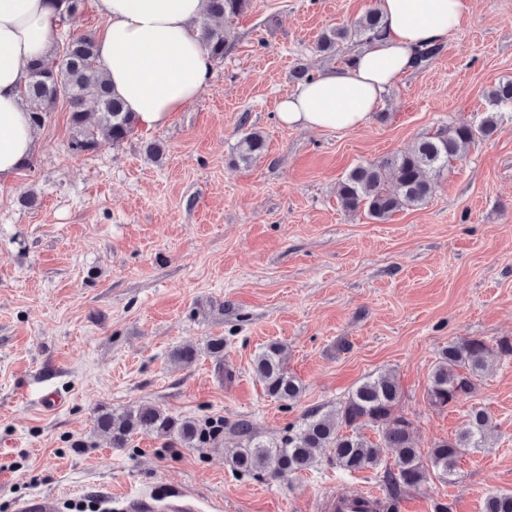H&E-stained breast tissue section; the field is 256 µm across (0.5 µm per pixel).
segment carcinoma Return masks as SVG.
Returning <instances> with one entry per match:
<instances>
[{"label": "carcinoma", "instance_id": "cac0c4a2", "mask_svg": "<svg viewBox=\"0 0 512 512\" xmlns=\"http://www.w3.org/2000/svg\"><path fill=\"white\" fill-rule=\"evenodd\" d=\"M205 2L206 8L195 20L194 29L211 61L219 62L224 60L228 37L211 20H232L249 9L251 0ZM384 28L379 12L370 9L351 25L324 33L318 50L332 57L347 39L357 37L370 43ZM27 71L21 96L33 123H40L43 113L50 111L59 99L68 101L73 129L68 148L72 152L96 150L99 129L106 130L114 144L133 133L135 120L102 73L93 34H78L66 42L63 52L30 60ZM88 98L97 104L93 122L83 108ZM488 98L495 111L488 113L478 126L440 129L422 138L409 152L391 154L350 170L338 186L344 208L349 212L364 210L373 219L384 221L397 211L423 204L432 194L435 178L448 168V163L461 158L470 145L494 134L496 110L512 106V82L496 85ZM265 147L262 135L249 132L237 143L238 159L247 164L263 153ZM503 359H512V338L503 337L492 345L476 336L448 342L432 369L430 403L446 408L459 402L494 363ZM254 371L268 397L288 403L300 398L303 385L288 370L283 345L271 342L262 347L255 355ZM399 399L400 388L395 379L379 375L359 383L336 408L307 411L301 422L289 426L288 433L276 442L262 440L249 421H235L229 430L246 442L237 452L235 464L243 472L274 477L286 471H306L314 466L319 455L328 451L336 467L355 473L378 468L383 449L389 448L395 453L394 470H384L386 494L375 502L372 512H398L402 497L417 490L429 474L444 483L455 481L458 460L487 447L484 428L489 419L484 409L470 407L465 426L455 437L436 442L425 462L412 441L413 422L396 413ZM379 425L385 429L375 441L362 433L366 427ZM95 427L110 439L114 448L125 447L139 433L165 437L191 448L200 442L202 435L194 421L173 417L146 404L121 411L105 408L97 412ZM483 512H512V491L488 495Z\"/></svg>", "mask_w": 512, "mask_h": 512}]
</instances>
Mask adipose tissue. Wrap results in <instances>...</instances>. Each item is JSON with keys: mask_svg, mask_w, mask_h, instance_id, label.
Listing matches in <instances>:
<instances>
[{"mask_svg": "<svg viewBox=\"0 0 512 512\" xmlns=\"http://www.w3.org/2000/svg\"><path fill=\"white\" fill-rule=\"evenodd\" d=\"M105 22L98 58L138 125H165L210 85L212 61L192 23L205 0H96ZM473 0H377L386 34L348 63L323 71L282 97L287 127L350 131L366 126L387 91L413 66L418 48L443 42ZM55 14L47 0H0V183L34 148L21 90L28 59L49 55Z\"/></svg>", "mask_w": 512, "mask_h": 512, "instance_id": "adipose-tissue-1", "label": "adipose tissue"}]
</instances>
